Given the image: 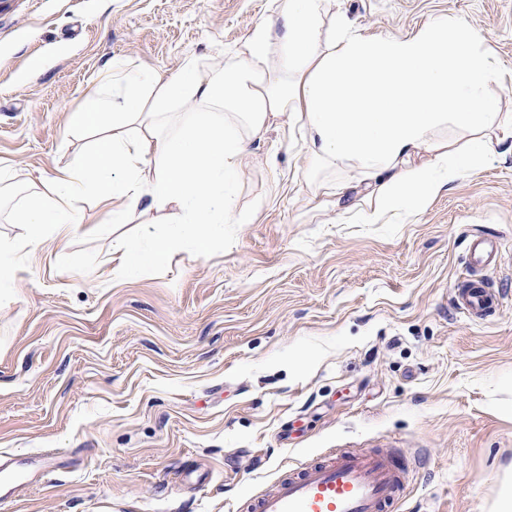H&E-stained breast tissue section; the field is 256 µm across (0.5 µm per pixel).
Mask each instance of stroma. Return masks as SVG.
Here are the masks:
<instances>
[{
  "label": "stroma",
  "instance_id": "stroma-1",
  "mask_svg": "<svg viewBox=\"0 0 512 512\" xmlns=\"http://www.w3.org/2000/svg\"><path fill=\"white\" fill-rule=\"evenodd\" d=\"M355 28L398 36L438 17L480 32L512 113V0H342ZM272 0H0V167L19 205L41 176L80 161L95 133L72 123L114 65L151 78L186 58L224 61ZM232 187L252 224L209 254L147 256L170 229L115 224L92 195L66 251L18 250L0 288V453L14 460L0 512H240L332 448L413 460L398 512H493L512 482V160L484 162L422 212L390 224L322 208L303 131L251 146ZM498 241L490 269L471 235ZM138 261L112 273L119 242ZM498 307L472 320L458 286ZM54 448L55 474L37 457ZM470 263L476 267L497 266L501 256L496 242L482 235H473L468 245ZM459 288L456 295V303L460 310L470 316L479 317L499 302V295H496L488 285L475 282Z\"/></svg>",
  "mask_w": 512,
  "mask_h": 512
}]
</instances>
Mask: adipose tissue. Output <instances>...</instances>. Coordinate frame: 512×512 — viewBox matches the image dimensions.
<instances>
[{
    "label": "adipose tissue",
    "mask_w": 512,
    "mask_h": 512,
    "mask_svg": "<svg viewBox=\"0 0 512 512\" xmlns=\"http://www.w3.org/2000/svg\"><path fill=\"white\" fill-rule=\"evenodd\" d=\"M275 2L274 21L224 66L203 73L189 59L149 81L120 69L123 93L85 98L74 123L105 135L13 211L22 246L49 238L66 250L82 223L74 201L92 194L113 201V223L144 206L175 224L152 263L170 262L188 236L208 254L217 225L256 221L227 183L250 144L290 121L303 127L314 167L359 174L337 180L324 209L358 211L367 224L423 211L479 164L512 158V115L486 95L499 67L464 22L441 16L402 37L369 36L330 18L329 0ZM452 127L468 132L464 146L449 141Z\"/></svg>",
    "instance_id": "1"
}]
</instances>
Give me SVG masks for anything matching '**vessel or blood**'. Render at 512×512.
Instances as JSON below:
<instances>
[{"label":"vessel or blood","mask_w":512,"mask_h":512,"mask_svg":"<svg viewBox=\"0 0 512 512\" xmlns=\"http://www.w3.org/2000/svg\"><path fill=\"white\" fill-rule=\"evenodd\" d=\"M470 262L499 264L492 239L472 236ZM460 310L479 317L499 302L487 285L468 284L455 295ZM411 476L406 456L394 448H339L280 478L271 490L246 501L245 512H392Z\"/></svg>","instance_id":"vessel-or-blood-1"}]
</instances>
